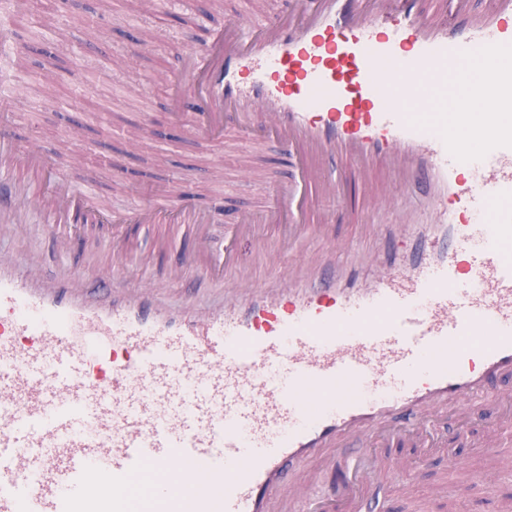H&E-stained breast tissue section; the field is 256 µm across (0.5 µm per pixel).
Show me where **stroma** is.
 Instances as JSON below:
<instances>
[{"mask_svg": "<svg viewBox=\"0 0 512 512\" xmlns=\"http://www.w3.org/2000/svg\"><path fill=\"white\" fill-rule=\"evenodd\" d=\"M295 4L296 0H187L179 7L164 6L158 14L153 11V0H82L77 10L71 9L67 0H53L52 6L41 5L33 11L19 7L27 29L54 44V55L61 65L40 68L34 66L32 56L22 59V78L6 83L15 105L11 129L23 143L29 127H36L45 154L56 160L66 154L72 126H81L83 136L92 140L99 124H108L122 174H114L107 166L94 168L86 161L66 167L69 182L84 181L90 171H97L99 198L120 205L126 200L131 170L141 173L140 195L145 199L190 181L202 205H209L215 194H223L221 221L235 223L239 211L258 210L270 202L274 186L286 178L287 171L275 146L270 145L257 154L224 151L222 174L225 181L233 182L232 192H225L223 184L198 181L199 170L207 164L214 147L189 127L168 125L166 78L176 72L184 52L209 39L226 19L246 15L251 7L274 15ZM115 17L120 18V26H110V19ZM140 40L150 42L151 50L136 53ZM145 121L155 124L159 137L140 140L137 149H130L127 131L136 130ZM394 181L391 173L377 172L371 183L354 180L336 195L318 198L314 210L328 218V227L318 236L303 239L290 252L280 253L272 230L267 233V252L256 251L251 242H244L242 265L251 282H270L276 265L302 263L334 244L356 248L366 256L376 253L379 226L387 221L379 192ZM133 235L135 254L114 258L111 246L91 235L75 242L64 263L52 250L50 226L32 223L25 215L11 233L0 237V255L21 267L39 265L48 280L58 278L69 265L93 278L104 263L113 261L122 287L153 284L162 300L172 305H215L222 301L225 288L239 281L233 269L220 281L197 275L192 279V291L184 292L171 278L169 266L175 256L185 252L186 241L166 240L160 226L137 228ZM468 432V439L454 443L449 455L430 464H417L409 485L381 482L390 512H501L503 504L512 502V473L499 474L493 483L479 479L465 497L448 493V486L457 478V461H464L471 472L480 475L494 469L498 460L512 457V447L482 448L484 431L478 423H471Z\"/></svg>", "mask_w": 512, "mask_h": 512, "instance_id": "35a3bbf8", "label": "stroma"}]
</instances>
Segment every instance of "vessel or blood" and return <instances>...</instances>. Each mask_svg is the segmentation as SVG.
Returning <instances> with one entry per match:
<instances>
[{
	"mask_svg": "<svg viewBox=\"0 0 512 512\" xmlns=\"http://www.w3.org/2000/svg\"><path fill=\"white\" fill-rule=\"evenodd\" d=\"M470 0H299L230 19L185 53L169 88L215 144L243 128L275 143L291 175L261 213L214 240L212 209L70 187L41 146L0 137V229L29 204L15 172L41 177L34 204L65 248L85 224L165 225L194 250L174 267L222 278L241 240L272 224L298 240L313 201L375 168L419 188L429 223L381 251L376 272L336 255L225 290L200 311L126 293L116 270L43 285L0 258V512H387L372 493L390 445L444 453L462 419L497 431L512 412V0L484 18ZM454 6L448 25L439 10ZM474 92L482 112L437 111L433 91ZM319 460L320 492L293 475Z\"/></svg>",
	"mask_w": 512,
	"mask_h": 512,
	"instance_id": "obj_1",
	"label": "vessel or blood"
}]
</instances>
